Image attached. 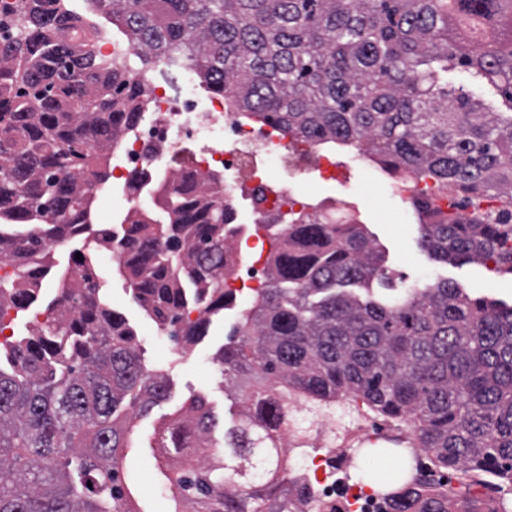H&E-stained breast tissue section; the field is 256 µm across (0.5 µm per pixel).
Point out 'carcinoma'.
Returning a JSON list of instances; mask_svg holds the SVG:
<instances>
[{"label":"carcinoma","instance_id":"1","mask_svg":"<svg viewBox=\"0 0 512 512\" xmlns=\"http://www.w3.org/2000/svg\"><path fill=\"white\" fill-rule=\"evenodd\" d=\"M97 2L137 59L187 66L246 121L363 147L401 179L504 202L482 222L450 211L419 225V245L438 262L512 275V0ZM87 27L71 0H27L20 26L0 34L1 320L59 276L44 265L47 241L88 239L114 136L148 98L133 67L87 47ZM456 69L497 89L509 111L448 93ZM159 193L109 244L140 241L143 262L118 271L152 320L171 325L184 301L201 302L182 327L191 344L226 306L224 205L209 188ZM298 220L273 239L266 288L213 358L236 415L224 442L195 396L149 445L169 512H283L295 398L351 399L407 425L426 463L384 494L388 512H458L475 486L498 497L488 512H507L512 303L446 279L375 293L391 272L363 225ZM49 308L48 331L0 342V512H153L136 500L127 448L133 418L169 397L168 380L146 365L96 272L65 280ZM194 448L222 452L199 468Z\"/></svg>","mask_w":512,"mask_h":512}]
</instances>
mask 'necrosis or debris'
I'll return each instance as SVG.
<instances>
[{
  "instance_id": "1",
  "label": "necrosis or debris",
  "mask_w": 512,
  "mask_h": 512,
  "mask_svg": "<svg viewBox=\"0 0 512 512\" xmlns=\"http://www.w3.org/2000/svg\"><path fill=\"white\" fill-rule=\"evenodd\" d=\"M137 75L152 86L150 109L120 131L112 185L123 188L133 201L143 194L156 196L163 183L190 187L220 180L224 246L233 257L224 270V290L245 299L264 285L268 269L266 259L244 254L242 242L277 234L309 212L300 183L309 174L324 183L335 180L334 164L309 143L245 122L221 92L211 91L203 100L153 82L149 69H139ZM270 160L283 170L275 190L264 169ZM304 454L314 465L307 512H323L329 503L339 512H384L381 493L352 480L353 458L347 449L308 448Z\"/></svg>"
}]
</instances>
